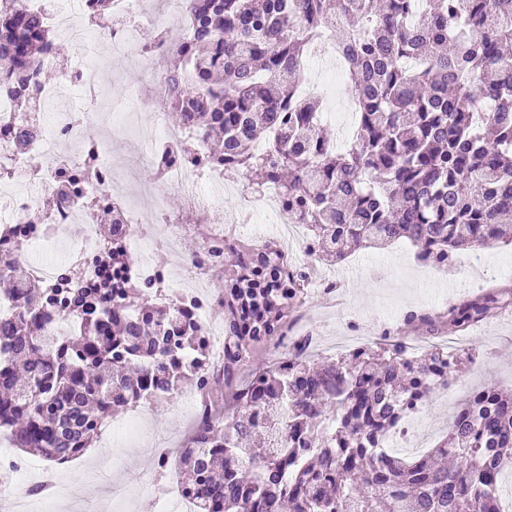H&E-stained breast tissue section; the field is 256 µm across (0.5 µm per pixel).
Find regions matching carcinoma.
Returning a JSON list of instances; mask_svg holds the SVG:
<instances>
[{
  "label": "carcinoma",
  "mask_w": 512,
  "mask_h": 512,
  "mask_svg": "<svg viewBox=\"0 0 512 512\" xmlns=\"http://www.w3.org/2000/svg\"><path fill=\"white\" fill-rule=\"evenodd\" d=\"M113 0H87L89 19ZM190 33L165 57L161 87L178 123L199 131L207 160L258 192L277 185L307 224L318 258L334 264L369 245L406 240L444 264L462 250L512 243V0H189ZM352 57L359 132L323 134L319 100L297 93L298 62L324 35ZM56 32L15 0H0V92L37 102L34 71ZM275 134L253 153L259 131ZM236 257L224 298L262 289L259 303L299 300L306 277L279 250L224 246ZM25 267L0 269V434L59 462L78 456L112 407L208 384L210 361L189 316L131 300L128 288L61 290L55 306L17 288ZM502 289L450 310L462 329L507 303ZM72 323L51 335L53 317ZM425 334L439 316L411 314ZM282 321L250 310L224 317V360L277 336ZM458 355H420L395 337L321 366L295 339L288 358L232 394L230 420L205 415L180 450V483L197 512H503L498 473L512 468V397L474 388L448 435L405 462L380 457L401 415L447 389Z\"/></svg>",
  "instance_id": "obj_1"
}]
</instances>
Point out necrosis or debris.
<instances>
[{"mask_svg":"<svg viewBox=\"0 0 512 512\" xmlns=\"http://www.w3.org/2000/svg\"><path fill=\"white\" fill-rule=\"evenodd\" d=\"M167 23L156 37L145 33L148 0H115L112 14L96 21L92 40L86 41L64 77V83L77 92L86 105L81 111L57 105L55 87L40 85L35 109L23 112L15 100L0 95V224L7 233L0 235V260L19 256L27 272V285L54 294L61 288H98L115 283H138L149 291L160 307L190 312L200 335L210 336L207 303L196 290L220 269V250L234 243L224 231L225 223L251 224L265 206H273L278 231L288 236L300 221L288 209L275 186L260 193H242L236 179L223 167L208 165L206 144L201 135L182 125L170 124L164 104L149 103L155 119L146 125L136 144L150 167L159 168L158 197L149 205L129 204L126 184L119 164L113 159L107 136L93 129L103 118L96 112L97 88L94 74L99 47L113 57L131 61L152 72H160L171 45L189 32L186 0H164ZM55 105L47 115V105ZM32 148L20 152L22 138ZM238 194L232 214L224 212V195ZM180 198L185 209L211 213L212 219L200 237V245L189 256H182V242L190 230L180 213L168 211L164 198ZM114 212L124 228L114 239H106L96 221L98 212ZM82 228L80 239L72 243L65 260L36 263L32 250L60 238L70 225ZM161 227L162 235L132 237V226ZM120 247L123 261L113 264L108 254ZM161 251L181 256L178 274L164 272L153 254Z\"/></svg>","mask_w":512,"mask_h":512,"instance_id":"necrosis-or-debris-1","label":"necrosis or debris"}]
</instances>
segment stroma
<instances>
[{
    "mask_svg": "<svg viewBox=\"0 0 512 512\" xmlns=\"http://www.w3.org/2000/svg\"><path fill=\"white\" fill-rule=\"evenodd\" d=\"M95 80L101 112L112 111L124 96L145 103L158 91V82L149 71L109 57L100 63ZM128 141V136L113 135L112 156L136 171L131 200L143 203L155 177ZM415 251L410 242L402 241L361 248L327 265L302 248H293L288 258L306 273L308 281L300 302L288 311L289 335H313L315 352L326 360L379 339L388 316H395L396 329L407 334L411 331L406 323L409 314H442L487 289L512 288V244L482 247L487 273L478 281L462 266L467 251L456 253L448 266L430 275L411 262ZM461 334L472 361L462 363L451 394H434L417 414L418 428L433 446L446 437L449 421L473 385L486 381L512 392V307L491 313ZM282 355L277 342L258 343L229 371L224 368L223 355H212L210 383L205 389L188 382L168 397L115 411L112 423H124L135 414L140 424L131 438L120 439L115 449L117 463L107 461L108 450L97 439L83 454L62 465L16 449L10 457L0 458V471L14 462L45 471L43 483L47 494L57 495L58 512H154L155 500L177 469L173 462L159 466L161 451L185 447L203 411L223 409L230 384L224 380L225 373H232V382L243 383Z\"/></svg>",
    "mask_w": 512,
    "mask_h": 512,
    "instance_id": "1",
    "label": "stroma"
}]
</instances>
